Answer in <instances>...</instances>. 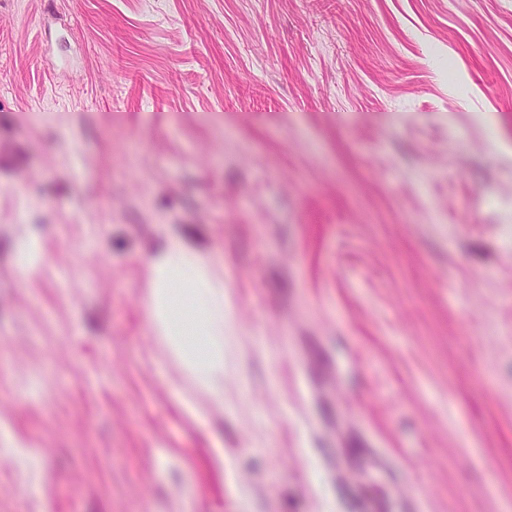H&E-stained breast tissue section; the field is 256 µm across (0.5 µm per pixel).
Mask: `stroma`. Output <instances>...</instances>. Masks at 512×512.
I'll list each match as a JSON object with an SVG mask.
<instances>
[{"instance_id":"stroma-1","label":"stroma","mask_w":512,"mask_h":512,"mask_svg":"<svg viewBox=\"0 0 512 512\" xmlns=\"http://www.w3.org/2000/svg\"><path fill=\"white\" fill-rule=\"evenodd\" d=\"M169 236L233 312L201 418L145 324ZM340 474L512 512V0H0V512H344Z\"/></svg>"}]
</instances>
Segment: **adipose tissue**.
Wrapping results in <instances>:
<instances>
[{"mask_svg":"<svg viewBox=\"0 0 512 512\" xmlns=\"http://www.w3.org/2000/svg\"><path fill=\"white\" fill-rule=\"evenodd\" d=\"M146 321L168 354L215 402L224 400V340L232 330L224 270L208 254L168 238L146 260Z\"/></svg>","mask_w":512,"mask_h":512,"instance_id":"1","label":"adipose tissue"}]
</instances>
